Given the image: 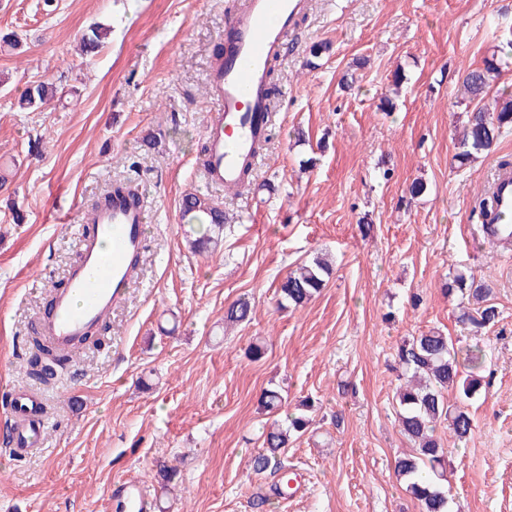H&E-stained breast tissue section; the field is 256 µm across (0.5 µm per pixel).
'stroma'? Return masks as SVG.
Returning a JSON list of instances; mask_svg holds the SVG:
<instances>
[{
	"instance_id": "35a3bbf8",
	"label": "stroma",
	"mask_w": 512,
	"mask_h": 512,
	"mask_svg": "<svg viewBox=\"0 0 512 512\" xmlns=\"http://www.w3.org/2000/svg\"><path fill=\"white\" fill-rule=\"evenodd\" d=\"M243 3L0 0V33L21 40L0 49V389L35 388L48 411L39 448L22 457L0 443V512H111L110 489L127 480L149 486L152 512H420L394 470L411 444L393 365L403 339L433 327L484 345L491 370L468 440L437 429L451 510L512 512V249L484 240L475 216L491 175L512 162V131L453 166L459 79L512 39V0H311L299 43L276 62L270 139L235 192L209 185L202 167L216 109L206 75ZM94 23L110 35L87 57L79 41ZM322 42L329 51L307 66ZM47 79L62 96L20 111L26 85ZM133 175L146 249L106 342L33 383L27 332L74 263L91 205ZM416 179L427 190L413 199ZM188 191L224 211L215 250L188 245L206 231L180 216ZM321 252L334 267L326 287L304 308L280 307L278 282ZM456 267L491 288L495 325L457 323L458 299L443 291ZM242 295L252 320L225 327ZM259 341L268 354L255 362L247 351ZM272 386L290 404L315 402L309 431L285 450L307 479L295 500L248 467L272 421L259 394ZM163 463L179 469L166 496Z\"/></svg>"
}]
</instances>
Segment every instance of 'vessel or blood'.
<instances>
[{
  "label": "vessel or blood",
  "mask_w": 512,
  "mask_h": 512,
  "mask_svg": "<svg viewBox=\"0 0 512 512\" xmlns=\"http://www.w3.org/2000/svg\"><path fill=\"white\" fill-rule=\"evenodd\" d=\"M308 0H245L226 22L224 61L209 75L218 105L206 129L207 181L238 187L246 170L255 168L256 146L266 131L270 111L268 72L287 36L296 31ZM494 205L479 215L484 238L512 244V168L497 170L490 184ZM146 209L116 194L95 210L82 237L78 259L66 283L56 290L52 309L43 317V336L59 351H70L91 328L101 325L123 299L145 251ZM4 407L12 418V446L17 453L38 447L45 422L42 401L31 390L10 388ZM117 512H145L147 490L121 482L110 495Z\"/></svg>",
  "instance_id": "obj_1"
}]
</instances>
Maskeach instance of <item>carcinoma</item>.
<instances>
[{"label": "carcinoma", "instance_id": "1", "mask_svg": "<svg viewBox=\"0 0 512 512\" xmlns=\"http://www.w3.org/2000/svg\"><path fill=\"white\" fill-rule=\"evenodd\" d=\"M105 34L94 27L81 36L84 55H95L103 46ZM505 56L492 55L483 63L470 66L462 74L455 104L465 106V129L454 155L457 168L475 162L480 155L489 153L500 137L512 129V98L503 97L492 109L485 104L493 85L512 57V41L507 42ZM58 94V86L50 81H35L21 95L22 105L34 111ZM182 219L206 224L211 230H222L224 211L206 198L189 192L180 203ZM331 274L328 260L315 256L291 269L278 285L277 291L288 307L306 306L326 285ZM448 293H457L476 304L473 311H464L459 322L474 331L497 322L499 311L490 304L491 293L483 282L476 280L472 271L458 269L448 277ZM254 308L249 299L239 297L224 309V325H237L252 319ZM29 357L26 375L34 380L48 382L58 371L74 359L53 353L36 337L27 339ZM452 336L439 328H432L417 336L403 340L396 352L399 386L393 400L398 407L400 432L414 446V452L397 459L395 471L406 482V491L415 499L421 512H449L447 484V451L435 435L437 424L448 422V430L460 442L467 440L473 429L468 410L470 402L483 388L481 372L486 354L479 345L466 350L464 359ZM258 403L269 414H279L288 407L282 389L263 390ZM311 406L300 401L296 411L286 414L285 423H273L262 434V448L252 454L250 470L259 475L280 464V455L291 440L302 436L311 420L304 411Z\"/></svg>", "mask_w": 512, "mask_h": 512}]
</instances>
